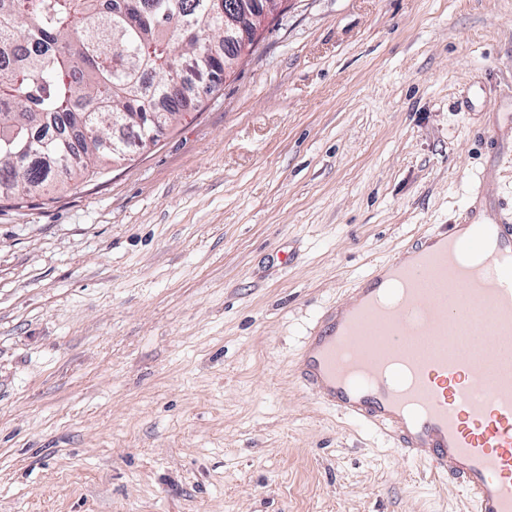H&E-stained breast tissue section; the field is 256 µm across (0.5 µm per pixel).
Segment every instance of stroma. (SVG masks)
<instances>
[{
  "label": "stroma",
  "instance_id": "obj_1",
  "mask_svg": "<svg viewBox=\"0 0 512 512\" xmlns=\"http://www.w3.org/2000/svg\"><path fill=\"white\" fill-rule=\"evenodd\" d=\"M288 3L157 143L0 201V512H470L293 363L477 175L512 215V0Z\"/></svg>",
  "mask_w": 512,
  "mask_h": 512
}]
</instances>
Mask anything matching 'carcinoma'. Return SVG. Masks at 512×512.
Returning <instances> with one entry per match:
<instances>
[{"label": "carcinoma", "mask_w": 512, "mask_h": 512, "mask_svg": "<svg viewBox=\"0 0 512 512\" xmlns=\"http://www.w3.org/2000/svg\"><path fill=\"white\" fill-rule=\"evenodd\" d=\"M219 0H0V197L76 186L159 141L182 113L185 68L224 71ZM156 121L112 136V114Z\"/></svg>", "instance_id": "1"}]
</instances>
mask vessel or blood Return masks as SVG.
Returning a JSON list of instances; mask_svg holds the SVG:
<instances>
[{
  "label": "vessel or blood",
  "mask_w": 512,
  "mask_h": 512,
  "mask_svg": "<svg viewBox=\"0 0 512 512\" xmlns=\"http://www.w3.org/2000/svg\"><path fill=\"white\" fill-rule=\"evenodd\" d=\"M493 192L480 179L461 223L374 264L295 364L315 398L385 430L472 512H512V219L488 208Z\"/></svg>",
  "instance_id": "b4317fda"
}]
</instances>
